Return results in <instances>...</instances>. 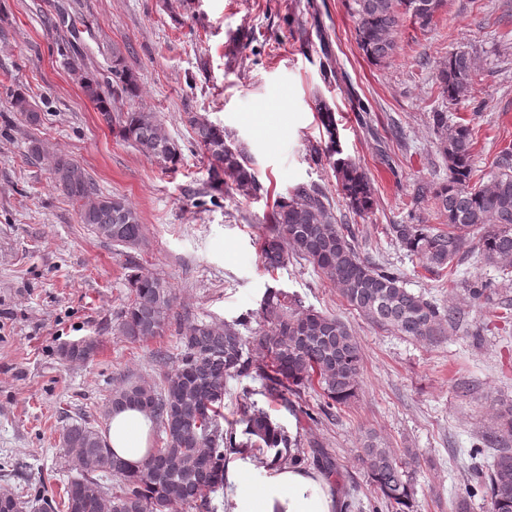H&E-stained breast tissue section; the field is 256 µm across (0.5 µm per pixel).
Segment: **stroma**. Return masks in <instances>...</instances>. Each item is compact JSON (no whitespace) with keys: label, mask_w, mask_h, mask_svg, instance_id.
<instances>
[{"label":"stroma","mask_w":512,"mask_h":512,"mask_svg":"<svg viewBox=\"0 0 512 512\" xmlns=\"http://www.w3.org/2000/svg\"><path fill=\"white\" fill-rule=\"evenodd\" d=\"M61 5L76 19L88 69L103 80L112 77L111 46L124 47L141 95L114 96L112 115L155 112L181 149L176 168L123 141L73 81L58 53L68 33L49 24ZM398 45L387 64L368 61L345 0H0V489L42 485L59 495L73 476L59 443L66 426L81 418L105 426L122 381L159 384L191 323L239 320L242 335L254 337L262 297L278 288L348 324L362 352L358 393L311 421L300 408L319 406L317 388L284 404L269 401L259 380L235 377L226 384V422L247 400L302 443H318L342 474L339 497L354 499L359 512L376 504L358 462L364 435L374 432L395 452H416L414 512H458L471 449L490 447L499 413L512 406V323L497 318L512 278L473 256L457 275L430 274L388 227L441 225L432 191L448 171L431 129L434 108H446L449 124L474 127L477 170L512 148V0H446L428 29L403 21ZM458 51L476 59L474 93L446 105L436 71ZM17 89L32 93L40 125L12 111L8 93ZM318 98L335 113L345 155L370 179L376 206L368 215L348 211L330 167L310 156L322 136ZM193 114L246 148L260 192L208 194ZM36 140L79 163L103 195L126 199L141 217L142 242L116 246L82 224L45 162L31 159ZM303 184L332 197L361 258L455 308L461 323L434 343L400 336L366 320L304 259L267 271L258 250L266 218ZM140 273L166 281L175 304L163 335L133 341L119 323ZM474 281L487 286L477 302L465 291ZM85 338L99 344L92 359L61 358V347Z\"/></svg>","instance_id":"obj_1"}]
</instances>
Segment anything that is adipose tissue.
Listing matches in <instances>:
<instances>
[{
    "label": "adipose tissue",
    "mask_w": 512,
    "mask_h": 512,
    "mask_svg": "<svg viewBox=\"0 0 512 512\" xmlns=\"http://www.w3.org/2000/svg\"><path fill=\"white\" fill-rule=\"evenodd\" d=\"M153 422L143 411L128 407L112 412L105 442L116 456L139 466L150 448ZM248 460L228 462L224 500L229 512H340L339 500L326 477L288 465L273 469L260 486L246 480Z\"/></svg>",
    "instance_id": "ef3b65f1"
}]
</instances>
